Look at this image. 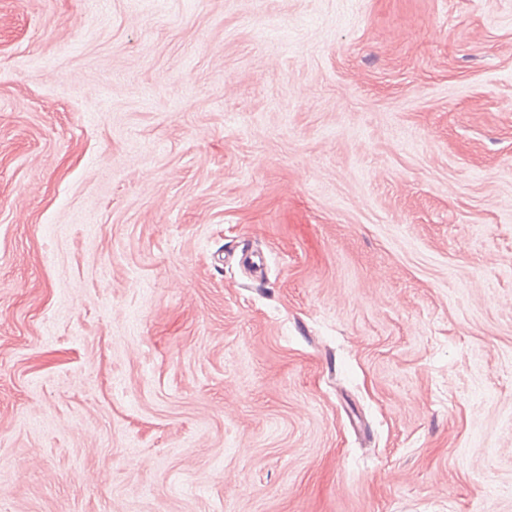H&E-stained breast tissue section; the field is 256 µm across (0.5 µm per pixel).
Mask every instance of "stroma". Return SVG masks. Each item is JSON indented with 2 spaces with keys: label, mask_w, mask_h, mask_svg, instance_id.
Returning <instances> with one entry per match:
<instances>
[{
  "label": "stroma",
  "mask_w": 512,
  "mask_h": 512,
  "mask_svg": "<svg viewBox=\"0 0 512 512\" xmlns=\"http://www.w3.org/2000/svg\"><path fill=\"white\" fill-rule=\"evenodd\" d=\"M0 512H512V0H0Z\"/></svg>",
  "instance_id": "1"
}]
</instances>
